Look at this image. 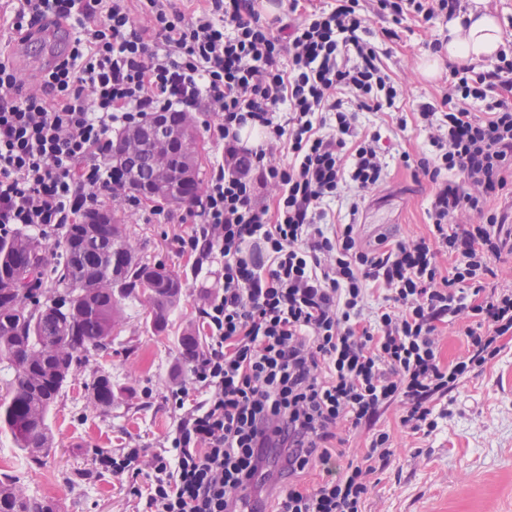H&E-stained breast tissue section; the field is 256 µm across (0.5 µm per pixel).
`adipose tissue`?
Returning <instances> with one entry per match:
<instances>
[{"mask_svg": "<svg viewBox=\"0 0 512 512\" xmlns=\"http://www.w3.org/2000/svg\"><path fill=\"white\" fill-rule=\"evenodd\" d=\"M503 46V33L495 17L471 14L448 21L444 53L434 56L423 68L425 75L439 73L445 62L483 63L496 59Z\"/></svg>", "mask_w": 512, "mask_h": 512, "instance_id": "1", "label": "adipose tissue"}]
</instances>
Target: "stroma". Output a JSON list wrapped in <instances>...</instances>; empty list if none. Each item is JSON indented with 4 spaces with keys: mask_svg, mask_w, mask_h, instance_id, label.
Instances as JSON below:
<instances>
[{
    "mask_svg": "<svg viewBox=\"0 0 512 512\" xmlns=\"http://www.w3.org/2000/svg\"><path fill=\"white\" fill-rule=\"evenodd\" d=\"M398 32L397 40L386 42L381 60L405 92L402 111L411 113L420 102L439 97L451 80L447 70L433 78L422 73L429 43L448 38V20L411 17ZM0 47L29 88L38 85L49 58L59 52L58 45L42 40L18 42L5 26H0ZM192 116L204 143L199 179L205 182L224 157V143L211 131L215 115L209 104H200ZM358 122L380 128L392 154L415 156L426 149L424 132L412 125L400 130L388 115L362 112ZM430 191L427 177L391 163L385 182L366 192L356 217L361 245L374 247L381 234L391 239L428 235ZM103 206L125 224L137 258L163 263L181 276L183 298L161 334L150 328L145 298L123 301L110 349L88 352L52 407L53 446L39 460H31L10 433L0 430V481L16 482L27 496L54 502L58 512H133L136 500L128 484L109 475L91 477L93 457L99 449L162 447L174 415L171 393L188 384L178 338L188 328L207 336L200 312L220 287L219 267L196 269L180 247L196 225L187 208L160 202L133 208L120 196ZM101 375L131 390L132 399L98 406L92 384ZM378 426L390 433L395 454L389 468L377 474L365 512H512V341H505L493 365L460 386L446 422L431 436L405 433L392 409Z\"/></svg>",
    "mask_w": 512,
    "mask_h": 512,
    "instance_id": "35a3bbf8",
    "label": "stroma"
}]
</instances>
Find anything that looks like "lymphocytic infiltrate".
Masks as SVG:
<instances>
[{
  "mask_svg": "<svg viewBox=\"0 0 512 512\" xmlns=\"http://www.w3.org/2000/svg\"><path fill=\"white\" fill-rule=\"evenodd\" d=\"M336 0L297 20L288 0L276 25L255 0H203L192 13L147 0L138 23L129 0H15L10 29L25 42L67 26L69 51L24 89L0 50V236L44 237L112 195V128L187 112L208 102L224 160L213 168L200 222L184 245L196 267L224 270L203 308L207 348L190 361L196 393L180 388L162 448L98 452L97 475L143 477L136 512H241L247 494L284 457L288 483L272 512H363L374 476L389 467L390 435L376 426L396 409L409 435L430 436L452 394L496 361L512 337V290L485 286L493 258L512 250V224L488 207L512 171V58L453 68L440 99L413 117L429 151L402 153L432 188L430 234L363 249L356 224L329 222L346 199L388 172L380 132L357 114L394 112L403 95L372 42L370 16L460 15L461 0ZM504 98L489 100L495 88ZM288 161L271 162L278 145ZM274 185L271 202L259 190ZM464 210L479 221L453 226ZM454 257L452 275L438 258ZM384 303L367 306L369 286ZM471 318L465 353L444 363L439 324ZM371 428L359 459L345 460L339 428ZM320 479L298 481L311 466Z\"/></svg>",
  "mask_w": 512,
  "mask_h": 512,
  "instance_id": "lymphocytic-infiltrate-1",
  "label": "lymphocytic infiltrate"
}]
</instances>
